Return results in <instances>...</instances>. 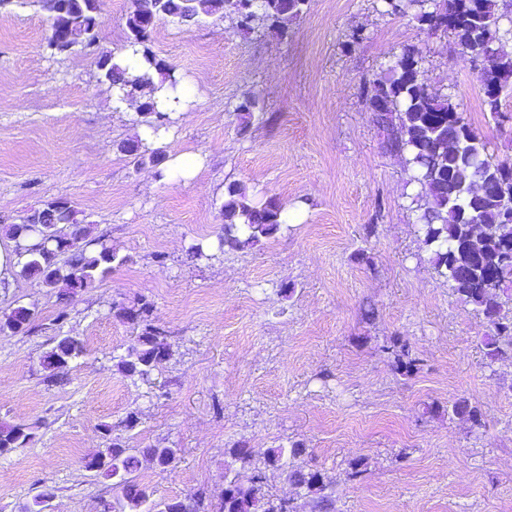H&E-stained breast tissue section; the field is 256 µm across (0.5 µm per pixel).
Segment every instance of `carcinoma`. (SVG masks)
<instances>
[{
  "label": "carcinoma",
  "mask_w": 512,
  "mask_h": 512,
  "mask_svg": "<svg viewBox=\"0 0 512 512\" xmlns=\"http://www.w3.org/2000/svg\"><path fill=\"white\" fill-rule=\"evenodd\" d=\"M309 0H132L125 17L126 46L141 53L149 67L156 69L161 82L175 89L180 85L172 67L152 50L151 32L161 18L181 23H198L217 14H235L241 30L250 29L259 14L281 35H288L286 23L298 18ZM384 12L410 15L430 29L447 34L452 43L465 38L467 49L457 57L479 68L484 103L489 112H500L503 90L512 84V25H503L505 11L498 0H382ZM48 48L54 49L56 36L70 33L91 47L97 42L101 24L97 0H64V7L49 13ZM422 55L413 45L402 48L395 61L373 81L366 104L384 133V148L406 157L410 181L421 186L411 198L418 212L421 241L430 251L434 271L448 280L457 300L482 314L491 328L483 337L486 355L494 361L512 355V317L502 314L512 304V160L495 159L486 141L471 126L453 95L430 87L422 68ZM97 67L118 92L154 90L150 78L134 75L114 62L110 51L97 54ZM168 120V111L159 108L154 95L141 103L139 121L157 131ZM486 185L480 194L477 185ZM279 204L270 199L253 204L249 188L239 182L229 184L224 193V224L218 249L238 251L252 248L262 239L278 233L283 225ZM17 256L16 274L36 280L41 286L66 297L94 288L112 272L117 255L101 238L92 235L90 225L79 221L66 201L43 204L7 229ZM114 315L125 323L144 324L139 343L117 362L127 377L150 379L152 372L171 357L170 345L159 328L147 323L150 303L138 307L123 303L112 306ZM34 310L18 305L0 314V333L10 335L31 330ZM392 368L403 376L419 369L421 359L398 338L383 348ZM85 354L82 340L65 336L43 357L42 366L51 372ZM452 413L474 426L481 425L478 407L461 399L452 404ZM29 441L20 423H0V456ZM306 453L302 444L270 450L265 467L286 473L288 481L312 503L314 512H336V495L318 470L297 463ZM175 448H130L120 437L107 447L84 457L106 460L101 475L112 480L119 512H297L268 488L261 468L252 463V452L241 442L226 454L249 476L237 472L227 477L224 493L216 505L201 493L154 504L149 487L138 480L143 462L152 461L165 469L176 460Z\"/></svg>",
  "instance_id": "1"
}]
</instances>
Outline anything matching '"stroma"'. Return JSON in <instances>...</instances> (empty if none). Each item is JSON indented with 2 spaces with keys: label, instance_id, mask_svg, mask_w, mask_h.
<instances>
[{
  "label": "stroma",
  "instance_id": "1",
  "mask_svg": "<svg viewBox=\"0 0 512 512\" xmlns=\"http://www.w3.org/2000/svg\"><path fill=\"white\" fill-rule=\"evenodd\" d=\"M130 6L100 0L97 49L123 50ZM49 34L39 0L0 11V244L5 227L62 200L122 262L63 300L18 276L0 289V311H36L29 333L0 335V422L31 433L0 457V512H22L48 486L46 512H104L112 482L83 459L116 435L176 449L174 468L139 472L156 503L199 491L218 501L234 442L260 464L297 441L303 464L331 481L338 512H512V357H487V321L434 271L409 167L384 150L364 102L414 45L429 85L453 94L502 159L512 158V97L493 116L478 69L450 38L382 13L379 0H310L284 37L260 17L248 34L230 15L166 18L153 49L191 99L171 115L165 154L205 159L181 178L124 152L138 138L136 109L115 106L97 50L54 56ZM251 95L253 112H240ZM233 181L257 202H289L295 223L251 250L212 249ZM199 241L208 257L187 260ZM141 299L172 348L146 383L116 367L142 329L112 310ZM59 336L86 352L50 383L41 361ZM395 337L423 360L413 375L382 352ZM461 398L479 405L482 426L453 415ZM356 458L365 472L353 480Z\"/></svg>",
  "mask_w": 512,
  "mask_h": 512
}]
</instances>
